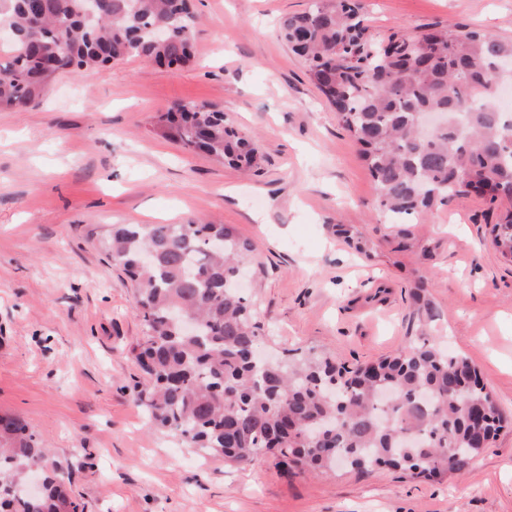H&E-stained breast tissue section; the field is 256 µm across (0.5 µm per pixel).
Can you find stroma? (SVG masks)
<instances>
[{
	"label": "stroma",
	"mask_w": 512,
	"mask_h": 512,
	"mask_svg": "<svg viewBox=\"0 0 512 512\" xmlns=\"http://www.w3.org/2000/svg\"><path fill=\"white\" fill-rule=\"evenodd\" d=\"M379 37L467 26L512 39V0H360ZM311 0H191L193 55L129 57L64 74L0 110V413L72 466L86 512H512V424L438 480L345 468L316 476L269 454L225 464L159 429L134 402L146 375L134 286L105 241L118 224H229L253 245L247 296L263 349L375 361L410 334L424 285L430 336L469 358L512 415V264L476 194L436 205L408 236L377 210L360 147L277 32ZM212 103L255 134L244 172L156 137L157 115ZM362 238L356 251L338 237Z\"/></svg>",
	"instance_id": "obj_1"
}]
</instances>
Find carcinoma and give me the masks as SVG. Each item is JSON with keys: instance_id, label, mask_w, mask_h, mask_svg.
I'll list each match as a JSON object with an SVG mask.
<instances>
[{"instance_id": "cac0c4a2", "label": "carcinoma", "mask_w": 512, "mask_h": 512, "mask_svg": "<svg viewBox=\"0 0 512 512\" xmlns=\"http://www.w3.org/2000/svg\"><path fill=\"white\" fill-rule=\"evenodd\" d=\"M87 5L46 0L34 18L26 0H0V18L18 33L0 49V108L29 106L61 74L132 56L171 65L192 55L195 35L185 32L179 0H104L93 17ZM158 28L172 29L161 45L151 38ZM280 37L361 145L389 223L407 224L472 189L493 192L492 203L512 200V117L496 107L497 86L512 80V70H497L512 60L511 40L457 27L416 37L396 30L382 44L364 25L358 0H314L282 21ZM423 112L444 114L426 137L416 131ZM154 131L238 167L259 165L253 140L226 126L212 104L161 114ZM491 235L512 262V209ZM218 236L221 254L212 246ZM146 249L155 252L150 264L140 262ZM108 250L136 284L146 328L135 359L150 361L153 384L136 402L207 455L244 463L270 453L310 474L345 463L431 479L463 469L508 424L468 358L428 336L351 368L313 351L258 360L262 325L239 288L252 247L228 224H120ZM413 300V318L434 316L424 295ZM176 309L198 315L195 332L179 331ZM32 466L44 478L38 501L11 492ZM69 468L22 419L0 414V512H84L66 488Z\"/></svg>"}]
</instances>
